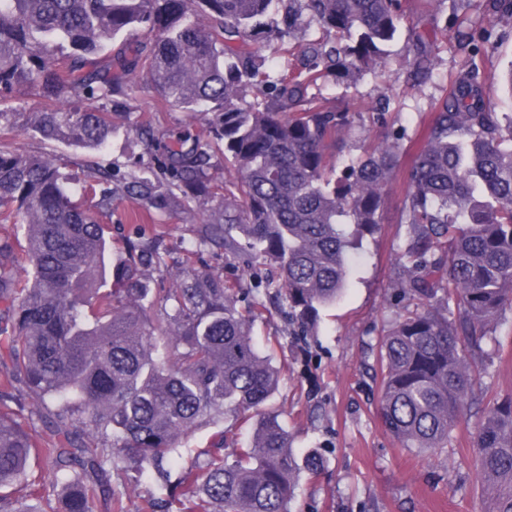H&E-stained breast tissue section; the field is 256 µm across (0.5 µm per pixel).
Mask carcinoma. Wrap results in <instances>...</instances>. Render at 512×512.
<instances>
[{
  "mask_svg": "<svg viewBox=\"0 0 512 512\" xmlns=\"http://www.w3.org/2000/svg\"><path fill=\"white\" fill-rule=\"evenodd\" d=\"M453 3L470 64L412 132L392 133L338 172L327 149L355 113L328 105L322 87L329 77L350 87L382 63L403 0H0V134L14 125L1 105L19 83L48 101L34 134L95 152L135 78L166 106L214 113L210 141L169 148L118 189L112 171L96 169L84 189L107 209L120 191L160 211L220 197L223 218L185 251L216 247L251 271L246 287L194 267L179 287H154L168 264L160 240H127L112 253L59 160L1 142L0 222L22 234L0 237V355L13 369L0 384L24 377L55 427L41 444L0 411V512H42L31 504L41 495L36 459L55 467L63 512H95L99 501L120 512L112 473L167 479L179 440L226 414L253 420L252 441L231 462L210 454L182 468L178 512H288L301 469L316 474L324 461H298L268 408L280 371L253 325L273 293L294 335L315 332L406 156L410 239L392 278L408 304L377 344L379 416L405 448L448 447L491 322L512 310V122L485 103L474 58L497 33L472 16L512 18V0ZM443 32L436 22L410 29L416 77L432 72ZM212 153L236 181L220 184ZM474 450L491 512H512V395L489 403Z\"/></svg>",
  "mask_w": 512,
  "mask_h": 512,
  "instance_id": "1",
  "label": "carcinoma"
}]
</instances>
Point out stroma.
<instances>
[{"label":"stroma","mask_w":512,"mask_h":512,"mask_svg":"<svg viewBox=\"0 0 512 512\" xmlns=\"http://www.w3.org/2000/svg\"><path fill=\"white\" fill-rule=\"evenodd\" d=\"M504 33L481 67L487 97L500 116L512 114V96L498 82L512 66V24H498ZM408 34L400 32L390 46L384 67L367 74L351 89L327 85L323 94L346 101L356 112H367L382 99H390L395 127L412 128L434 98L446 92L451 73L462 57L452 48L453 37L442 38L436 66L423 86H416L405 63ZM15 127L7 136L10 145L26 155L53 154L61 158L67 173L117 162L144 150L158 154L172 145L176 135L189 134L198 140L208 135L210 115L190 114L164 107L147 90L138 89L128 100L127 112L116 119V132L104 151L87 153L59 143L42 140L28 130L30 113L39 111L43 98L36 90L22 86L13 96ZM151 126L154 139L143 146L135 129ZM386 128L370 121H355L344 135L345 146L333 161L344 166L350 156L385 142ZM409 186V171L400 167L385 188L381 223L374 235L365 237L348 255L349 274L342 296L324 308L318 328L311 336H294L288 331L284 310L264 313L254 327L258 347L273 353L281 368L279 389L271 400L288 430L297 457L317 452L324 459L318 475L300 473L290 512H487V497L475 480L478 464L473 451L476 432L484 419V406H469L453 432L452 454L425 456L405 448L387 433L377 414L380 395L376 365V344L391 328L399 290L390 278L398 249L409 235L400 221V207ZM85 207L95 212L99 223L109 225L113 247L136 233L163 239L172 261L168 270L156 273L159 288L176 287L181 278L179 260L187 243L205 222L218 218V210L195 205H172L156 213L130 196L117 195L110 211L97 208L98 199L87 195ZM493 341L478 383L487 397L512 394V311H504L492 324ZM0 399L39 442L50 433L44 419L32 406L24 383L0 391ZM229 430L238 441H247L251 422L224 416L218 425H204L182 437L183 464L215 448L218 430Z\"/></svg>","instance_id":"35a3bbf8"}]
</instances>
